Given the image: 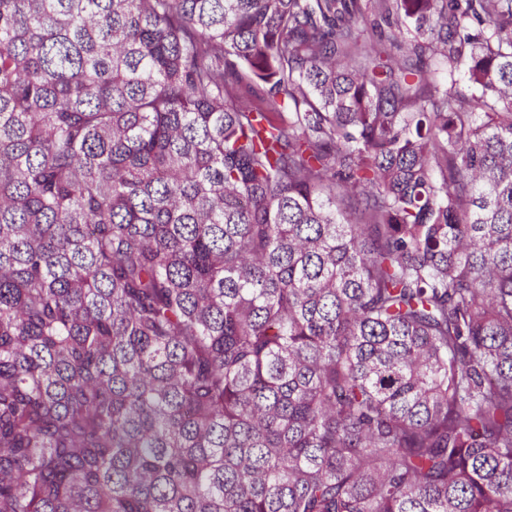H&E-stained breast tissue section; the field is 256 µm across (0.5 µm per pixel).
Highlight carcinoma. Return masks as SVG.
Here are the masks:
<instances>
[{
	"label": "carcinoma",
	"mask_w": 512,
	"mask_h": 512,
	"mask_svg": "<svg viewBox=\"0 0 512 512\" xmlns=\"http://www.w3.org/2000/svg\"><path fill=\"white\" fill-rule=\"evenodd\" d=\"M0 512H512V0H0Z\"/></svg>",
	"instance_id": "obj_1"
}]
</instances>
